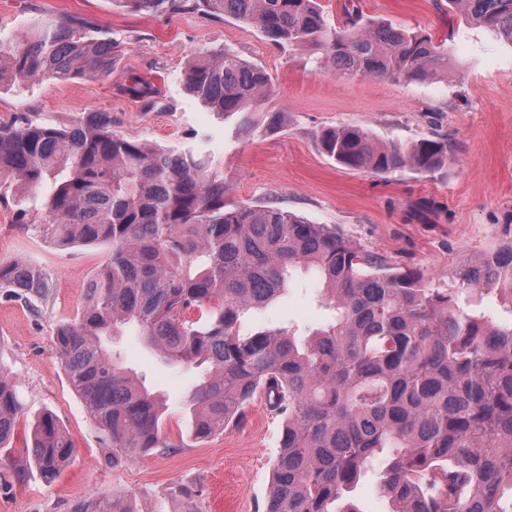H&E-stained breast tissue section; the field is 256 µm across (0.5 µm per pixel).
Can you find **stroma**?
Segmentation results:
<instances>
[{"label": "stroma", "mask_w": 512, "mask_h": 512, "mask_svg": "<svg viewBox=\"0 0 512 512\" xmlns=\"http://www.w3.org/2000/svg\"><path fill=\"white\" fill-rule=\"evenodd\" d=\"M330 24L354 6L363 22L392 23L430 35L454 61L447 78L414 82L357 79L320 62L315 50L270 41L256 27L201 11L145 16L116 0H0V35L20 37L38 18L81 14L91 34L115 44L110 75L93 79H36L0 83V124L23 116L64 126L89 112L112 115V130L152 145L200 147L223 173L231 201L275 205L346 238L386 260L417 268L443 282L458 262L512 241V40L462 19L448 0H320ZM231 48L263 68L273 94L253 121L220 118L183 85L193 54ZM158 91L154 108L121 91L131 77ZM343 124L370 129L385 142L408 144L438 135L450 144L447 162L430 173L405 169L377 175L339 166L316 136ZM49 186L8 193L0 201V259L25 258L50 273L53 288L38 311L0 293V370L14 384L27 418L53 412L71 435L74 454L54 483L36 472L18 477L0 457V512H73L102 493L133 497L139 512H183L174 488L200 490L196 512H263L278 451L279 419L264 401L245 423L223 436L189 440L191 417L180 402L202 369L168 363L136 329L111 339L126 366L169 404L164 430L174 450L112 467L78 394L61 368L53 331L74 316L101 246L54 248L31 227L16 223L18 209ZM327 318L313 282L303 278L277 302L250 315L245 329L316 327Z\"/></svg>", "instance_id": "35a3bbf8"}]
</instances>
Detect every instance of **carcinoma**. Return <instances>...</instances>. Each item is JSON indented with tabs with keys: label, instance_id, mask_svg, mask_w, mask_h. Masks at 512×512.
<instances>
[{
	"label": "carcinoma",
	"instance_id": "obj_1",
	"mask_svg": "<svg viewBox=\"0 0 512 512\" xmlns=\"http://www.w3.org/2000/svg\"><path fill=\"white\" fill-rule=\"evenodd\" d=\"M147 16L201 10L252 24L280 46L317 50L352 78L421 81L448 76L453 61L415 29L362 24L346 12L335 27L319 0H116ZM465 19L512 40V0H449ZM79 14L40 19L16 43L0 38V82L95 78L112 72L114 44L89 36ZM183 84L211 111L244 114L272 91L269 74L229 48L185 63ZM122 91L151 108L156 90L138 77ZM337 164L374 174L431 172L448 139L383 143L345 124L319 135ZM51 194L34 230L51 246L109 251L75 316L54 342L112 466L170 449L166 400L104 343L134 327L168 362L206 368L183 401L192 435L238 426L255 399L282 421L265 512H359L347 494L387 451L379 491L392 512H512V321L459 304L491 293L512 308V241L470 257L450 283L393 268L327 224L277 206L235 204L208 154L112 132L109 112L70 126L22 117L0 125V188ZM300 272L317 283L331 319L297 340L292 329L241 332ZM0 292L34 308L51 292L40 265L0 260ZM24 415L0 370V452L14 448ZM74 443L53 413L36 416L18 472L54 482ZM73 512H139L134 500L100 494Z\"/></svg>",
	"mask_w": 512,
	"mask_h": 512
}]
</instances>
